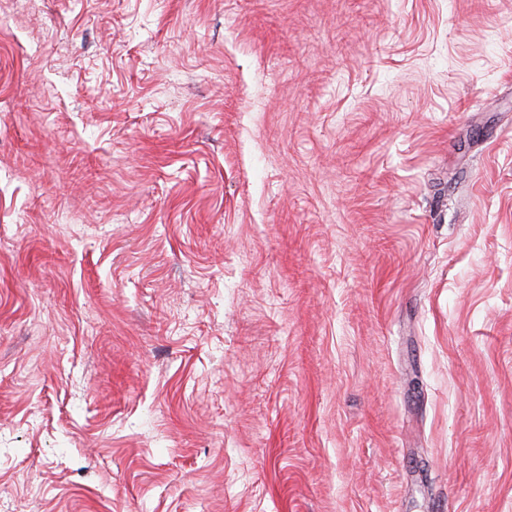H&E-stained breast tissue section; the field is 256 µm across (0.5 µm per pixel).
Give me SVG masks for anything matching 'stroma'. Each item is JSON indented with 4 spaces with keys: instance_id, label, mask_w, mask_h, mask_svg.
<instances>
[{
    "instance_id": "1",
    "label": "stroma",
    "mask_w": 512,
    "mask_h": 512,
    "mask_svg": "<svg viewBox=\"0 0 512 512\" xmlns=\"http://www.w3.org/2000/svg\"><path fill=\"white\" fill-rule=\"evenodd\" d=\"M0 512H512V0H0Z\"/></svg>"
}]
</instances>
